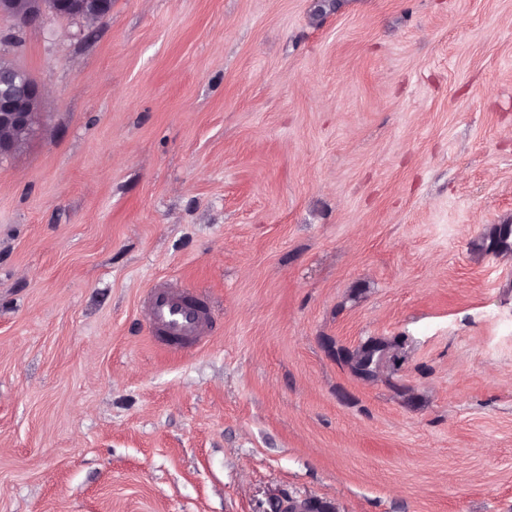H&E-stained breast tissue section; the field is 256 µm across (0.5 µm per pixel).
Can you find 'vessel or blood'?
I'll use <instances>...</instances> for the list:
<instances>
[{
  "mask_svg": "<svg viewBox=\"0 0 512 512\" xmlns=\"http://www.w3.org/2000/svg\"><path fill=\"white\" fill-rule=\"evenodd\" d=\"M142 306L154 334L168 347L205 340L208 312L201 301L189 298L177 284L168 280L155 283L146 290Z\"/></svg>",
  "mask_w": 512,
  "mask_h": 512,
  "instance_id": "vessel-or-blood-1",
  "label": "vessel or blood"
}]
</instances>
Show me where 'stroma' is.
<instances>
[{"label":"stroma","instance_id":"35a3bbf8","mask_svg":"<svg viewBox=\"0 0 512 512\" xmlns=\"http://www.w3.org/2000/svg\"><path fill=\"white\" fill-rule=\"evenodd\" d=\"M0 57L41 88L0 512H512V0H112L0 14ZM165 276L203 349L152 339ZM105 10L103 0H55L53 11L62 16H89L91 13L102 14Z\"/></svg>","mask_w":512,"mask_h":512}]
</instances>
